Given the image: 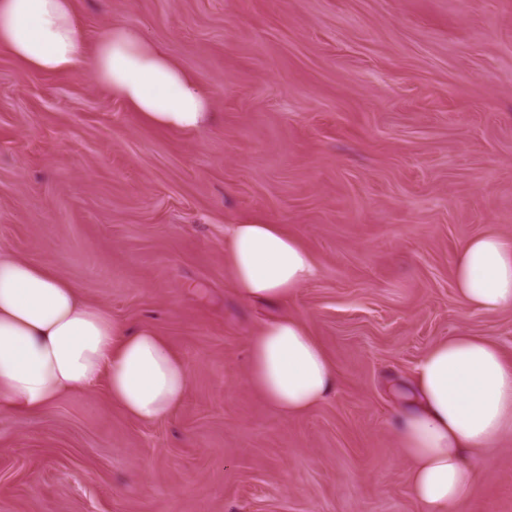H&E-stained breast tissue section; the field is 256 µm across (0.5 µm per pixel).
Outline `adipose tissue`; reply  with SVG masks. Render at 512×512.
I'll return each instance as SVG.
<instances>
[{
    "instance_id": "adipose-tissue-1",
    "label": "adipose tissue",
    "mask_w": 512,
    "mask_h": 512,
    "mask_svg": "<svg viewBox=\"0 0 512 512\" xmlns=\"http://www.w3.org/2000/svg\"><path fill=\"white\" fill-rule=\"evenodd\" d=\"M0 47L30 71L84 68L147 123L188 133L213 121L199 83L138 29L113 24L89 47L73 0H0ZM224 259L245 303H284L315 277L312 255L275 224H229ZM460 302L512 308V242L468 240L454 265ZM247 380L283 414L302 413L336 387L337 369L305 322L282 315L248 340ZM106 383L113 405L154 421L177 408L189 368L152 329L112 318L78 288L0 253V408L34 415L60 395ZM399 454L423 512H449L473 494L481 458L512 433V363L477 336H453L420 359L412 385L394 389Z\"/></svg>"
}]
</instances>
